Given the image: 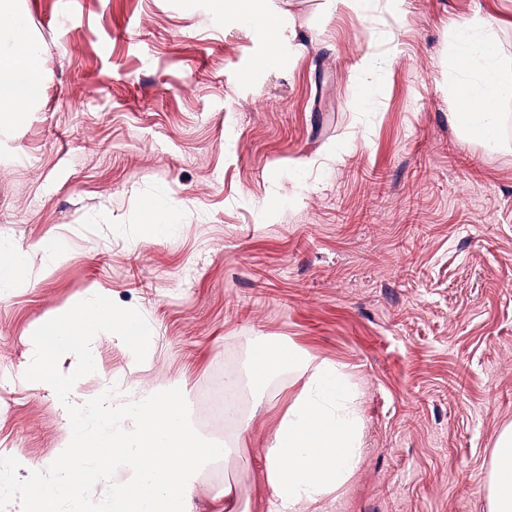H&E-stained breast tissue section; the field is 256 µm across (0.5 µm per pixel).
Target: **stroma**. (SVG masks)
<instances>
[{
  "label": "stroma",
  "mask_w": 512,
  "mask_h": 512,
  "mask_svg": "<svg viewBox=\"0 0 512 512\" xmlns=\"http://www.w3.org/2000/svg\"><path fill=\"white\" fill-rule=\"evenodd\" d=\"M0 4L43 61L38 99L0 132V237L30 255L0 300V448L51 457L63 422L16 380L25 339L96 285L156 347L147 367L102 347L78 392L180 383L199 430L241 448L205 492L228 483L269 512L262 450L303 384L252 378L274 339L364 389V462L336 512H488L512 425V99L497 148L454 125L448 26L494 19L512 71V0H267L290 23L276 40L212 0ZM369 54L383 65L359 97ZM154 207L165 235L142 223ZM54 238L56 263L36 249ZM228 373L243 433L200 402Z\"/></svg>",
  "instance_id": "1"
}]
</instances>
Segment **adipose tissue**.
Listing matches in <instances>:
<instances>
[{
  "mask_svg": "<svg viewBox=\"0 0 512 512\" xmlns=\"http://www.w3.org/2000/svg\"><path fill=\"white\" fill-rule=\"evenodd\" d=\"M12 40L0 50V127L38 98L39 51L22 19L0 9V32ZM448 82L454 124L494 147L500 106L512 95V74L499 60L492 21L474 18L451 27ZM125 344L135 362L151 361L155 341L132 311L105 312L99 288L75 306L48 311L34 327L21 368L32 391L56 401L64 434L50 459L36 461L0 448V512H248L232 486L200 501L204 469L231 466L238 451L196 427L187 396L175 385L139 381L93 399L75 383L99 374L101 346ZM264 379L281 370L305 374L292 404L273 426L264 453L271 512H308L341 490L363 454L361 393L338 365L312 364L304 353L267 340L250 359ZM489 512H512V428L503 430L493 457Z\"/></svg>",
  "mask_w": 512,
  "mask_h": 512,
  "instance_id": "adipose-tissue-1",
  "label": "adipose tissue"
}]
</instances>
